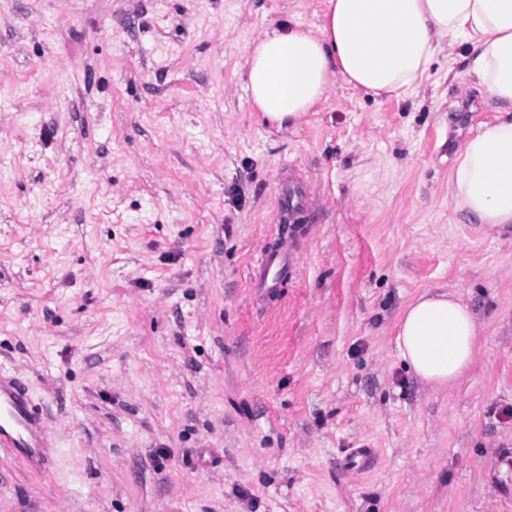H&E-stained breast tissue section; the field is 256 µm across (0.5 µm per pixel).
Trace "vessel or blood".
Masks as SVG:
<instances>
[{
    "mask_svg": "<svg viewBox=\"0 0 512 512\" xmlns=\"http://www.w3.org/2000/svg\"><path fill=\"white\" fill-rule=\"evenodd\" d=\"M291 261L289 255L264 258L254 280L255 287L277 288ZM51 437L40 411H37L20 382L0 375V448L42 469L48 462Z\"/></svg>",
    "mask_w": 512,
    "mask_h": 512,
    "instance_id": "obj_1",
    "label": "vessel or blood"
}]
</instances>
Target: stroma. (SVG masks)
Instances as JSON below:
<instances>
[{
    "mask_svg": "<svg viewBox=\"0 0 512 512\" xmlns=\"http://www.w3.org/2000/svg\"><path fill=\"white\" fill-rule=\"evenodd\" d=\"M325 11L0 0V375L53 442L40 473L0 450V512H512V232L448 203L493 105L441 55L278 129L248 47ZM427 291L484 330L444 391L396 353ZM275 261L278 262L276 265ZM291 261L292 258L289 254L264 258L260 271L256 274V278L253 281L255 288H264L267 291L278 288L283 277L282 273L287 271L288 264Z\"/></svg>",
    "mask_w": 512,
    "mask_h": 512,
    "instance_id": "1",
    "label": "stroma"
}]
</instances>
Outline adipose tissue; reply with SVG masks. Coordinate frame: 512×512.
<instances>
[{
    "label": "adipose tissue",
    "mask_w": 512,
    "mask_h": 512,
    "mask_svg": "<svg viewBox=\"0 0 512 512\" xmlns=\"http://www.w3.org/2000/svg\"><path fill=\"white\" fill-rule=\"evenodd\" d=\"M458 46L496 116L461 143L448 202L492 231L512 224V0H328L321 26L271 27L252 42L247 88L259 112L289 127L339 80L376 97L412 95ZM480 336L460 295L426 292L403 309L396 351L421 382L450 388L469 373Z\"/></svg>",
    "instance_id": "1"
}]
</instances>
